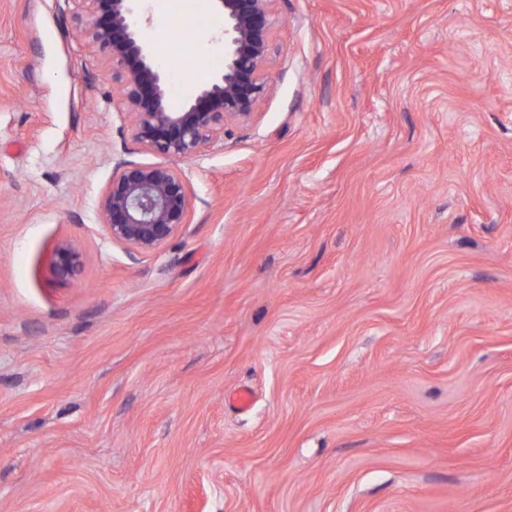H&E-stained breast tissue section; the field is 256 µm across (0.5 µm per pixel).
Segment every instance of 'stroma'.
I'll list each match as a JSON object with an SVG mask.
<instances>
[{"instance_id":"1","label":"stroma","mask_w":512,"mask_h":512,"mask_svg":"<svg viewBox=\"0 0 512 512\" xmlns=\"http://www.w3.org/2000/svg\"><path fill=\"white\" fill-rule=\"evenodd\" d=\"M132 8L209 61L159 58L179 109L224 16ZM271 9L253 119L168 160L83 0H0V512H512V0ZM121 158L186 181L156 251ZM102 212L112 241L148 253L189 223V193L183 176L170 166L120 160L104 194ZM80 266V256L68 241L59 242L52 255L51 268L53 273L62 279L75 275Z\"/></svg>"}]
</instances>
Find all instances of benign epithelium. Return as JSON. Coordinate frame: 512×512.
<instances>
[{
	"instance_id": "1",
	"label": "benign epithelium",
	"mask_w": 512,
	"mask_h": 512,
	"mask_svg": "<svg viewBox=\"0 0 512 512\" xmlns=\"http://www.w3.org/2000/svg\"><path fill=\"white\" fill-rule=\"evenodd\" d=\"M89 40L107 51L123 104L133 117V140L167 157L200 153L230 122L246 123L269 90L264 66L270 54L273 0H212L224 14V70L197 89L178 111L168 107L167 77L155 64L129 5L131 0H84ZM112 240L138 253L161 247L189 223L190 199L183 176L162 164L121 160L102 201ZM80 256L68 241L52 255L53 273L75 275Z\"/></svg>"
}]
</instances>
